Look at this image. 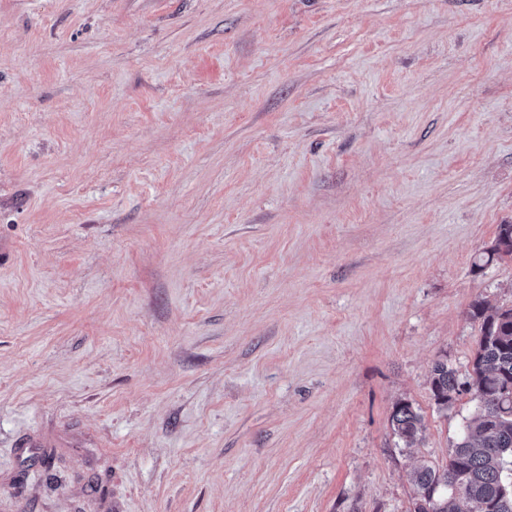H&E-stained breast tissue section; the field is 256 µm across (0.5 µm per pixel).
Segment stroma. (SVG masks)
I'll return each instance as SVG.
<instances>
[{
    "label": "stroma",
    "instance_id": "obj_1",
    "mask_svg": "<svg viewBox=\"0 0 512 512\" xmlns=\"http://www.w3.org/2000/svg\"><path fill=\"white\" fill-rule=\"evenodd\" d=\"M504 222L512 0H0V512H411ZM390 422L394 434L405 447L415 443L422 429L421 415L409 402H399L395 405Z\"/></svg>",
    "mask_w": 512,
    "mask_h": 512
}]
</instances>
